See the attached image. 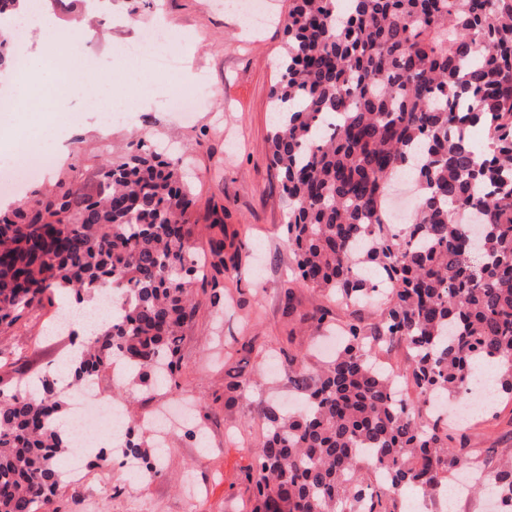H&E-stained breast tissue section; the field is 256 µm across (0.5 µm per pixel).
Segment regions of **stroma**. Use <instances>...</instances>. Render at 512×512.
Instances as JSON below:
<instances>
[{"label":"stroma","mask_w":512,"mask_h":512,"mask_svg":"<svg viewBox=\"0 0 512 512\" xmlns=\"http://www.w3.org/2000/svg\"><path fill=\"white\" fill-rule=\"evenodd\" d=\"M97 25L88 27L74 55H92L95 70L72 74L62 107L67 120L46 121L37 112H13L14 150L0 151L11 166L19 147L47 143L57 151L55 166L20 188L0 191V201L48 192L59 182L83 179L98 154L123 156L132 140L181 148L192 173L191 211L198 224L197 249L215 235L224 237V298L212 303L210 284H197L200 304L179 347L180 371L169 390L140 388L129 403L133 417L149 419L177 400L198 404L212 450L201 454L195 439L179 430L168 444L161 475L145 491L157 512H181L186 477L203 486L197 512H250L253 489L243 471L254 462L264 433L261 408L298 398L285 375L286 362L269 369L267 353L286 349L310 373L323 367L319 349L341 335L349 309L324 293L296 284L294 256L286 241L288 201L269 168L273 117L270 93L285 36L289 0H271L272 19L257 31L226 10L224 0H97ZM164 18L171 43L184 61L205 70L206 88L187 114L170 110L163 79L147 81L141 67L118 55V47L138 39L143 28ZM328 309L325 326L307 316ZM70 336L44 335L34 318L0 327V384L18 373L36 375L70 348ZM250 383L249 397L230 399L232 382ZM496 416L475 409L466 429L472 457L493 468L512 455V401Z\"/></svg>","instance_id":"35a3bbf8"}]
</instances>
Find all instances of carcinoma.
<instances>
[{
  "mask_svg": "<svg viewBox=\"0 0 512 512\" xmlns=\"http://www.w3.org/2000/svg\"><path fill=\"white\" fill-rule=\"evenodd\" d=\"M270 168L291 203L288 242L300 284L356 307L344 343L312 376L288 359L298 412L265 405V432L248 475L253 512H380L384 491L432 496L443 474L471 464L448 419L396 398L376 342L402 345L418 396H463L468 372L498 371L512 395V0H290ZM485 130L493 150L475 148ZM410 174L413 212L388 218L387 189ZM180 160L142 142L58 192L0 212V324L112 286L121 313L69 363L70 382L117 357L131 380L172 385L197 303L190 285L224 273V238L208 240V271L190 260L195 223ZM471 222L459 221V216ZM60 377L0 390V512H56ZM125 426L123 455L157 453ZM383 471L384 489L361 473ZM491 492L512 502V459Z\"/></svg>",
  "mask_w": 512,
  "mask_h": 512,
  "instance_id": "obj_1",
  "label": "carcinoma"
}]
</instances>
